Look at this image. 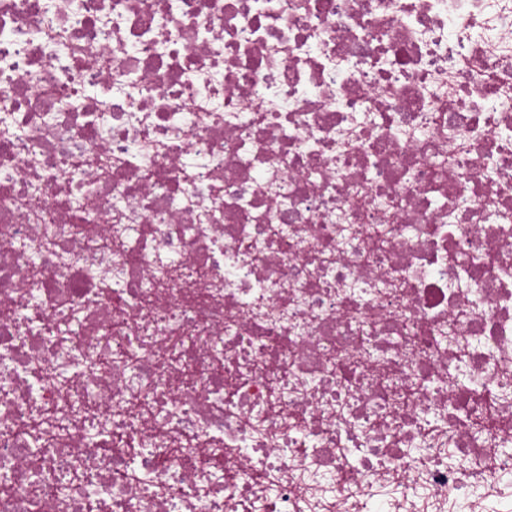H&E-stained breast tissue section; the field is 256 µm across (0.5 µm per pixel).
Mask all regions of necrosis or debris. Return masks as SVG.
Listing matches in <instances>:
<instances>
[{"label": "necrosis or debris", "mask_w": 512, "mask_h": 512, "mask_svg": "<svg viewBox=\"0 0 512 512\" xmlns=\"http://www.w3.org/2000/svg\"><path fill=\"white\" fill-rule=\"evenodd\" d=\"M504 473L512 0H0V512Z\"/></svg>", "instance_id": "obj_1"}]
</instances>
